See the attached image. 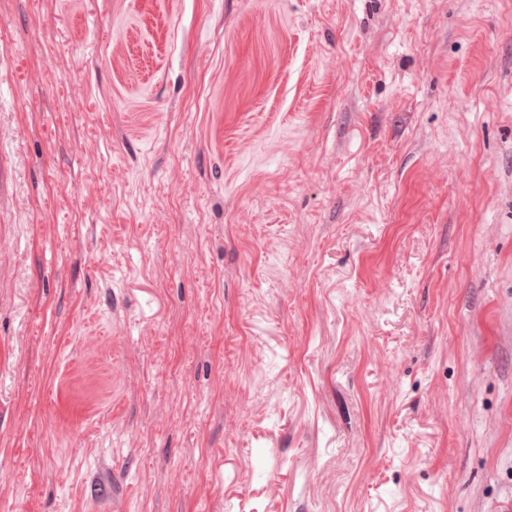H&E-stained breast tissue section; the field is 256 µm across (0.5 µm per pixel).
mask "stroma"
Returning a JSON list of instances; mask_svg holds the SVG:
<instances>
[{
	"label": "stroma",
	"mask_w": 512,
	"mask_h": 512,
	"mask_svg": "<svg viewBox=\"0 0 512 512\" xmlns=\"http://www.w3.org/2000/svg\"><path fill=\"white\" fill-rule=\"evenodd\" d=\"M0 512H512V0H0Z\"/></svg>",
	"instance_id": "35a3bbf8"
}]
</instances>
